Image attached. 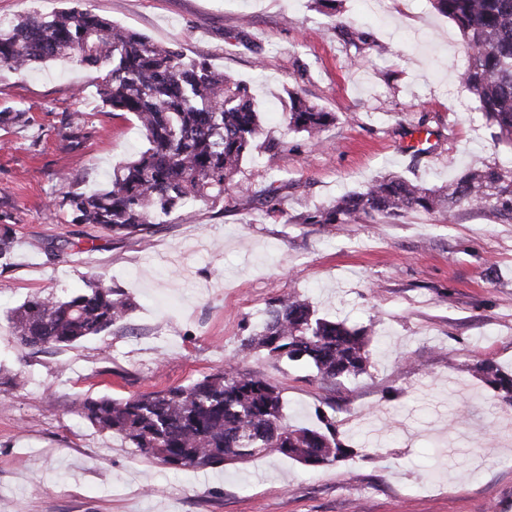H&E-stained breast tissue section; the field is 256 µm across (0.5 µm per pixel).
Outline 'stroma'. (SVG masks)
I'll use <instances>...</instances> for the list:
<instances>
[{
  "label": "stroma",
  "mask_w": 512,
  "mask_h": 512,
  "mask_svg": "<svg viewBox=\"0 0 512 512\" xmlns=\"http://www.w3.org/2000/svg\"><path fill=\"white\" fill-rule=\"evenodd\" d=\"M78 7L246 81L262 133L223 202L158 218L142 239L115 237L49 204L104 187L145 149L137 123L103 108L100 72L76 61L0 71V111L26 116L0 125V222L17 241L0 259V512H512V408L471 370L512 369V223L470 207L452 223L438 212L300 221L385 174L438 187L512 165L456 81L466 51L455 25L429 0H339L333 15L315 0ZM344 27L372 45L355 50ZM292 91L337 113L324 144L289 129ZM419 125L431 149L415 157L406 146ZM273 181L280 205L269 213L249 194ZM91 278L133 299L122 324L71 347L17 342L13 308ZM288 294L370 328L366 373L325 382L245 347ZM229 362L280 386L287 423L332 415L361 455L313 468L273 452L174 469L78 413L85 399L186 385ZM17 373L26 388L12 387Z\"/></svg>",
  "instance_id": "stroma-1"
}]
</instances>
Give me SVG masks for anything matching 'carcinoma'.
Masks as SVG:
<instances>
[{"mask_svg":"<svg viewBox=\"0 0 512 512\" xmlns=\"http://www.w3.org/2000/svg\"><path fill=\"white\" fill-rule=\"evenodd\" d=\"M466 44L459 82L476 99L499 141L512 145V0H431ZM73 58L104 72L102 105L124 112L140 126L147 147L115 168L93 193L68 191L56 206L75 224H94L121 236L148 232L155 218L196 201L224 199L252 152L261 130L247 84L213 70L205 59H187L89 11L71 7L35 12L0 23V67L24 72L36 63ZM334 112L289 94L288 126L317 143L336 125ZM254 196L274 212L278 188ZM475 207L512 221V168L471 169L437 189L399 176H381L360 191L301 217L304 224H349L375 215L395 220L411 211L441 212ZM11 227L0 225V258L13 253ZM134 303L122 291L87 282L71 296L33 295L10 316L13 334L28 348L66 347L106 332L124 320ZM245 345L269 355L304 362L323 380L356 377L368 363V328L318 317L296 295L274 301L259 331ZM512 407V373L480 361L472 366ZM281 390L274 381L241 373L235 366L188 385L127 399H86L79 412L93 426L118 433L142 457L171 468H212L262 453L278 452L306 466L342 461L354 453L334 418L318 414L315 427L284 422Z\"/></svg>","mask_w":512,"mask_h":512,"instance_id":"cac0c4a2","label":"carcinoma"}]
</instances>
